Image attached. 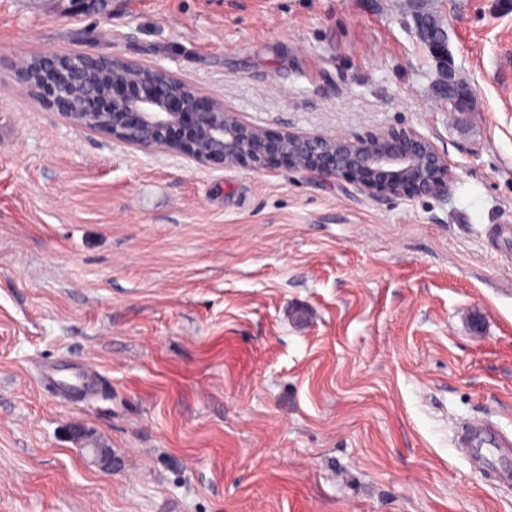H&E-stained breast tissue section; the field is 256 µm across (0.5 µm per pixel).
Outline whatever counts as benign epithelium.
<instances>
[{"mask_svg":"<svg viewBox=\"0 0 512 512\" xmlns=\"http://www.w3.org/2000/svg\"><path fill=\"white\" fill-rule=\"evenodd\" d=\"M415 34L437 67L436 89L451 94L458 110L467 108L470 87L456 79L448 65V37L432 11L413 13ZM70 73L67 82H45L37 91L40 104L60 113L71 124L112 137L132 147L180 154L201 164L226 169L247 167L260 172L287 166L319 175L344 177L363 191L388 196L442 195L448 191V159L435 144L414 130L388 129L365 134L300 135L270 131L242 122L233 112L195 90L176 94L166 79L176 75L161 66H147L114 56L121 63L107 92L86 86L87 60L53 54ZM150 68L163 74L154 81H133L129 70Z\"/></svg>","mask_w":512,"mask_h":512,"instance_id":"1","label":"benign epithelium"}]
</instances>
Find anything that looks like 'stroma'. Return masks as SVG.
I'll use <instances>...</instances> for the list:
<instances>
[{
	"mask_svg": "<svg viewBox=\"0 0 512 512\" xmlns=\"http://www.w3.org/2000/svg\"><path fill=\"white\" fill-rule=\"evenodd\" d=\"M0 0V512H512V0ZM158 65L245 123L411 129L441 196L203 165L70 124L20 56ZM112 454L91 463L71 427ZM413 22L416 36L435 59L438 75L435 85L438 93L448 97V89H451L449 102L459 111H464L471 99V89L466 83L456 79L455 72L448 65V37L442 20L434 12L418 6L413 13ZM438 31L444 35L438 36ZM462 444L465 448H471L476 458L484 459L480 450L486 445L501 448L504 452H510L512 440L492 432L489 424L482 419H473L465 423L462 429ZM512 449V448H511Z\"/></svg>",
	"mask_w": 512,
	"mask_h": 512,
	"instance_id": "35a3bbf8",
	"label": "stroma"
}]
</instances>
